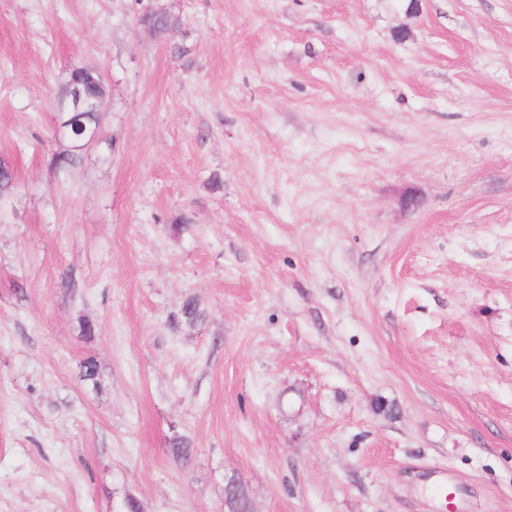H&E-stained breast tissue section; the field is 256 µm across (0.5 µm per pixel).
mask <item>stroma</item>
Wrapping results in <instances>:
<instances>
[{
  "label": "stroma",
  "mask_w": 512,
  "mask_h": 512,
  "mask_svg": "<svg viewBox=\"0 0 512 512\" xmlns=\"http://www.w3.org/2000/svg\"><path fill=\"white\" fill-rule=\"evenodd\" d=\"M409 1L0 0V512H512V0ZM104 100L95 99L93 101L85 100L82 103L78 97L70 98L67 94L66 99L61 104L60 127H69V149L62 154L52 157L51 163L59 171H68L80 164L83 153L86 151V144L93 134H98L99 119L97 112L104 111ZM91 111V112H87ZM70 112H83L81 119L72 121L73 114ZM448 485L452 488V491L454 493V497L458 499L460 509L465 511L467 509L466 507V497H467V490L466 486L454 482L451 479H448V471L447 470H439L436 472L435 475V482L433 484L435 491L438 493V495H441V493L444 490H448Z\"/></svg>",
  "instance_id": "obj_1"
}]
</instances>
